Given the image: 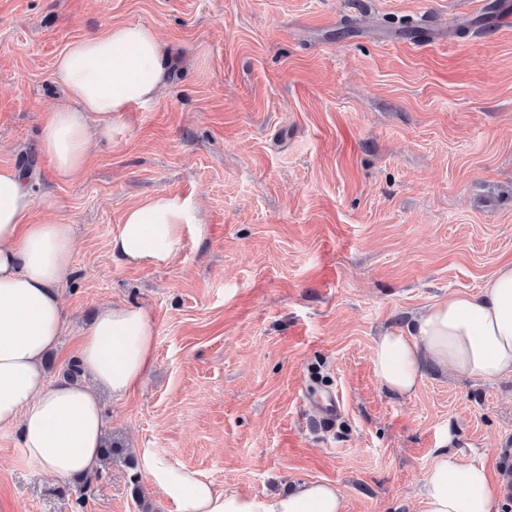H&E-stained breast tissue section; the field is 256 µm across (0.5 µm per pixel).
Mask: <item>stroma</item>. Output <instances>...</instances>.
<instances>
[{"instance_id": "1", "label": "stroma", "mask_w": 512, "mask_h": 512, "mask_svg": "<svg viewBox=\"0 0 512 512\" xmlns=\"http://www.w3.org/2000/svg\"><path fill=\"white\" fill-rule=\"evenodd\" d=\"M512 0H0V167L31 176L35 224L72 227L69 327L53 375L104 305L147 309L155 360L103 395L107 430L217 488L335 482L346 512H418L445 440L492 471L512 455V377L427 367L390 394L375 336L512 260ZM151 26L166 86L60 182L39 150L63 98L53 63L118 23ZM189 200L167 266L114 258L123 213ZM332 388L339 429H306ZM0 512H141L121 462L87 494L0 429Z\"/></svg>"}]
</instances>
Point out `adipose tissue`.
Masks as SVG:
<instances>
[{"label":"adipose tissue","mask_w":512,"mask_h":512,"mask_svg":"<svg viewBox=\"0 0 512 512\" xmlns=\"http://www.w3.org/2000/svg\"><path fill=\"white\" fill-rule=\"evenodd\" d=\"M171 61L153 31L140 23L112 25L71 43L53 66L66 102L49 112L39 140L57 178L73 179L89 163L131 105L151 100ZM35 198L26 175L0 167V428L19 431L26 456L59 480L102 468L106 421L100 392L123 397L154 361V326L145 309L102 307L84 332L75 359L87 376L76 383L49 378L43 363L67 329L59 285L72 265L67 224H33ZM185 200L162 194L124 212L113 237L114 257L129 263H171L186 225L198 223ZM374 371L384 387L407 397L426 366L493 382L512 376V262L501 265L479 294L452 292L432 302L413 331L375 339ZM138 467L178 512H346L340 488L311 482L279 494L218 489L154 448L136 451ZM502 481L462 450L441 449L419 497V512H506Z\"/></svg>","instance_id":"adipose-tissue-1"}]
</instances>
